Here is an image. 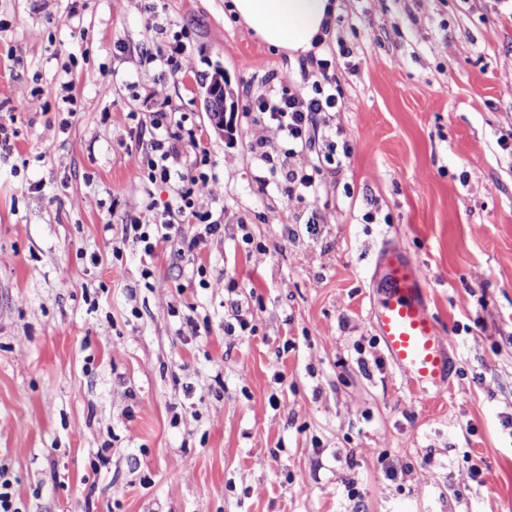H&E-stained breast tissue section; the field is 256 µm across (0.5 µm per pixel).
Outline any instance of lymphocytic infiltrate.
<instances>
[{"label": "lymphocytic infiltrate", "instance_id": "1", "mask_svg": "<svg viewBox=\"0 0 512 512\" xmlns=\"http://www.w3.org/2000/svg\"><path fill=\"white\" fill-rule=\"evenodd\" d=\"M336 65L327 58L308 54L299 60L303 88H296L290 77L280 80L266 78L267 90L251 96L246 114L252 123L265 126L271 137L248 143L255 162L252 181L260 193L276 189L281 199L315 202L318 183L313 171L295 165L298 151L316 153L319 162L335 164L337 157H350L349 144H337L324 128L325 116L340 111L343 103L335 75ZM151 139L148 147L134 162L135 178L154 183L178 182L174 199L162 212L146 218H134L129 224L136 240L143 245L146 256H153L159 242L175 243L177 255L194 251L200 236L186 237L183 228L200 224L203 235L217 234L221 226L213 221L210 211L201 208L199 201L210 195L213 176L208 168L209 157L201 144L205 130L199 125H186L173 119L166 109H158L149 117ZM197 155L191 166L182 162L186 149Z\"/></svg>", "mask_w": 512, "mask_h": 512}]
</instances>
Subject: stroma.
<instances>
[{
	"instance_id": "1",
	"label": "stroma",
	"mask_w": 512,
	"mask_h": 512,
	"mask_svg": "<svg viewBox=\"0 0 512 512\" xmlns=\"http://www.w3.org/2000/svg\"><path fill=\"white\" fill-rule=\"evenodd\" d=\"M336 2L329 124L352 153L295 157L321 169L308 208L257 192L243 114L298 62L228 0H0V464L20 512H512V0ZM179 30L193 74L140 66ZM160 84L206 129L221 230L147 257L124 227L176 194L133 175ZM386 244L425 273L443 388L413 392L372 330ZM238 315L254 335L225 333Z\"/></svg>"
}]
</instances>
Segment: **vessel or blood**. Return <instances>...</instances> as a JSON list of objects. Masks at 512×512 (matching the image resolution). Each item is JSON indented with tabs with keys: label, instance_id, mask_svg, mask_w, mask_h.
<instances>
[{
	"label": "vessel or blood",
	"instance_id": "1",
	"mask_svg": "<svg viewBox=\"0 0 512 512\" xmlns=\"http://www.w3.org/2000/svg\"><path fill=\"white\" fill-rule=\"evenodd\" d=\"M377 266L380 277L374 283L368 318L395 371L412 385L446 384L450 341L442 336L430 307L420 266L391 245L380 250Z\"/></svg>",
	"mask_w": 512,
	"mask_h": 512
}]
</instances>
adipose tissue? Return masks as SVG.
Here are the masks:
<instances>
[{
  "label": "adipose tissue",
  "mask_w": 512,
  "mask_h": 512,
  "mask_svg": "<svg viewBox=\"0 0 512 512\" xmlns=\"http://www.w3.org/2000/svg\"><path fill=\"white\" fill-rule=\"evenodd\" d=\"M228 12L291 57L312 50L336 15L335 0H230Z\"/></svg>",
  "instance_id": "obj_1"
}]
</instances>
